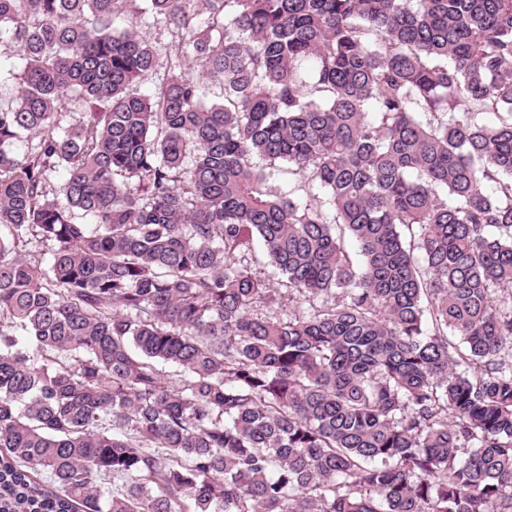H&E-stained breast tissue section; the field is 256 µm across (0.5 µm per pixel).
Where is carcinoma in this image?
<instances>
[{"instance_id":"obj_1","label":"carcinoma","mask_w":512,"mask_h":512,"mask_svg":"<svg viewBox=\"0 0 512 512\" xmlns=\"http://www.w3.org/2000/svg\"><path fill=\"white\" fill-rule=\"evenodd\" d=\"M2 47L0 512H512V0H0ZM144 21L152 22V19L145 17L143 20H138L139 30L149 37L157 48L158 58H159V66L157 67V73L148 77L147 80L141 82L137 86V90L139 93L148 95L151 93L153 89V85L158 82V79L162 77L164 72V67L166 66V55H165V47L166 44L170 41L169 34L165 33L163 29H159V27H153L148 24H145ZM271 184L278 191L286 194L291 193L292 196L299 198H306V191L310 190L308 189L307 176L294 174L288 172V170H276L271 178ZM310 191L316 193L317 189L313 186V189Z\"/></svg>"}]
</instances>
